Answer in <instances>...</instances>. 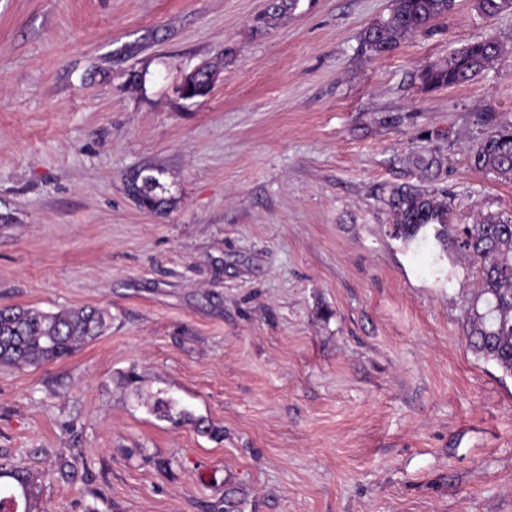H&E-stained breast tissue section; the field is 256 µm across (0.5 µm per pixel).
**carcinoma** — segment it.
I'll use <instances>...</instances> for the list:
<instances>
[{"label":"carcinoma","mask_w":512,"mask_h":512,"mask_svg":"<svg viewBox=\"0 0 512 512\" xmlns=\"http://www.w3.org/2000/svg\"><path fill=\"white\" fill-rule=\"evenodd\" d=\"M299 4L300 0H272L259 22L272 25L295 12ZM476 4L485 17L512 8V0H476ZM455 6L456 0H391L388 15L361 33L362 51L375 56L388 54L401 42L431 29L433 22L448 16ZM502 51L494 38L466 43L448 58L427 65L419 80L425 90L467 83L481 76ZM470 161L478 170L511 179L512 124L487 133L472 148ZM407 163L427 180L435 179L442 171L441 158L431 150L412 154ZM157 187L155 176L142 180L137 197L142 206L154 210L165 204L154 193ZM380 201L391 223L399 225L397 239L414 241L429 228L439 243L448 239L453 213L448 197L440 199L418 185L404 183L383 190ZM455 240L481 264V285L465 310L463 336L478 358L512 377V215L480 214L473 223L463 226ZM105 323L104 311L93 307L57 312L21 305L0 307V365L39 367L58 361L101 336ZM153 412L161 419L191 422L202 427L206 435H222L218 427L201 426L191 413L174 411L168 399H156ZM0 512H41L37 483L30 473L0 465Z\"/></svg>","instance_id":"carcinoma-1"}]
</instances>
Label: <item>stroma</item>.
Listing matches in <instances>:
<instances>
[{"mask_svg":"<svg viewBox=\"0 0 512 512\" xmlns=\"http://www.w3.org/2000/svg\"><path fill=\"white\" fill-rule=\"evenodd\" d=\"M389 5L300 0L258 29L266 0H0V307L108 315L64 359L0 366V463L43 512H512V377L462 334L480 264L391 237L378 199L432 149L452 223L512 214V180L470 162L478 113L512 123V10L457 0L361 52ZM488 36L482 76L421 89ZM200 66L209 94L181 98ZM148 174L154 211L128 191ZM153 411L160 419H170L180 423L191 422L194 423L198 429H200L202 423V421L196 420L194 417H192L191 413L185 410H179L173 413V402L171 400L163 399L160 397L154 402Z\"/></svg>","mask_w":512,"mask_h":512,"instance_id":"stroma-1","label":"stroma"}]
</instances>
